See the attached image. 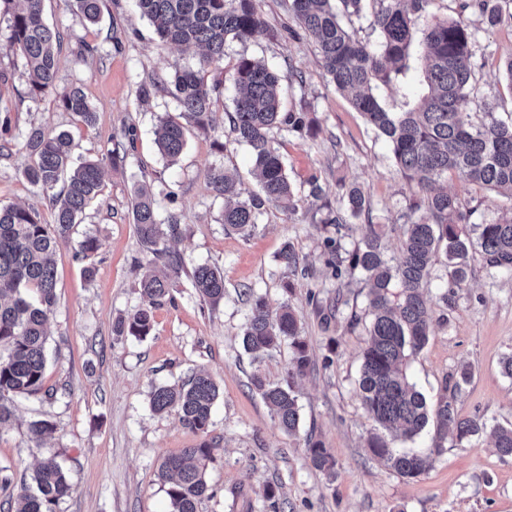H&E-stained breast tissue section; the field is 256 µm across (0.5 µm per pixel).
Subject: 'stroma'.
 <instances>
[{"label":"stroma","mask_w":512,"mask_h":512,"mask_svg":"<svg viewBox=\"0 0 512 512\" xmlns=\"http://www.w3.org/2000/svg\"><path fill=\"white\" fill-rule=\"evenodd\" d=\"M463 3L433 0L430 11L439 19L463 17L474 34L464 107L473 112L490 103L499 115L512 114V83L504 74L512 57V0H495L500 16L494 23ZM290 4L256 0L264 29L247 42L230 43L223 62L204 71L207 82L223 83L214 106L217 129L190 130L173 166L158 154L152 130L158 116L175 112L176 104L168 95L141 102L138 88L197 67V50L160 40L134 0H103L96 25L82 20L73 0H44L45 17L63 38L58 85L82 88L96 112L94 124L87 125L63 111L56 95L28 97L23 62L8 51V31L0 25V107L8 109L13 128L0 137V206L19 205L37 211L44 222L52 220L48 198L23 175L30 158L18 133L30 125L69 132L82 158L101 159L118 146L127 150L125 163L107 167L98 198L54 256L58 304L49 317L44 386L55 396L15 397L14 419L0 429V465L12 474L11 484L0 486V503L15 499L41 458L53 455L72 484L57 512H169L160 462L206 443L212 449L205 470L209 491L198 512H512V457L497 453L490 433L491 426L512 423V378L500 368L502 357L512 352V273L490 270L481 252L471 253L469 280L451 294L446 260L437 257L426 297L439 322L424 348L410 357L407 373L433 399L445 383L456 381L461 366H470L471 379L457 390L456 407L460 417H480L487 431L449 443L416 478L396 474L365 446L374 423L357 379L370 323L368 288L360 275L332 276L324 241L336 237L345 254L359 243L362 225L378 224L388 258H397L399 226L419 192L349 96L329 82L314 40L300 28ZM114 35L120 46L111 44ZM84 41L100 45V55L78 58ZM421 41V32H414L406 70L375 86L388 111L411 109L425 90ZM243 55L265 59L287 77L282 109L304 113L306 121L302 132L272 133L295 207H267L248 237L224 227V201L207 180L210 169L223 168L249 190L259 189L251 156L236 142L225 116L234 96L229 77ZM143 182L151 186L160 216L174 212L180 218L181 233L168 247L182 256L184 270L155 310L151 334L139 340L115 335L112 328L143 303L140 267L151 255L131 213L133 191ZM315 183L323 190L319 201L310 195ZM352 185L364 192L369 212L341 231L320 224L319 203L343 208L342 194ZM442 185L471 211V223L512 215V200L482 185H464L452 176ZM88 232L98 236L100 247L83 262L75 252ZM287 243L299 256L301 273L284 271L275 261ZM199 264L224 272L219 306L203 301L192 286L189 272ZM248 287L264 295L271 310L289 303L309 344L311 368L295 380L301 422L293 434L280 428L250 384L257 371L271 382L287 379L293 352L284 342L256 363L244 351L249 307L241 292ZM200 370L219 388L204 434L184 427L176 414L150 408L154 386ZM39 419L55 427L41 444L29 432ZM310 438L335 459L333 475L313 466ZM269 484L277 489L271 501L263 496Z\"/></svg>","instance_id":"obj_1"}]
</instances>
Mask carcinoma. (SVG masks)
Wrapping results in <instances>:
<instances>
[{"mask_svg": "<svg viewBox=\"0 0 512 512\" xmlns=\"http://www.w3.org/2000/svg\"><path fill=\"white\" fill-rule=\"evenodd\" d=\"M373 9L377 40L362 43L341 24L339 14L357 15L364 2ZM140 14L153 25L160 39L176 46L199 47L200 69L177 71L139 89L147 100L152 92L167 90L176 103V113L159 117L154 142L169 165L178 162L186 145V132L196 127L215 129L213 107L222 84L209 85L201 70L224 60L228 43L246 42L265 27L255 0H134ZM432 0H292L291 10L304 32L313 36L329 81L340 91L352 93V104L390 147L404 177L422 192L411 207L407 223L400 225L399 258L386 257L383 231L376 224L364 225L360 244L343 258L337 239L325 240L327 265L332 275L360 273L370 284L368 309L371 322L358 388L362 403L378 432L368 439L370 452L385 465L407 478H416L430 468L428 456L412 449L392 446L383 432H401L412 439L435 422L432 449L443 453L448 437L461 442L482 432L478 418L458 415L455 393L443 394L430 403L408 379L409 358L425 346L434 327L433 310L424 299L431 283L432 267L444 252L448 285L461 287L468 278L469 252L473 246L464 227L471 213L461 208L456 193L436 189V183L454 174L464 183L487 186L512 199V122L499 119L490 107L482 112L463 108L469 91L473 34L460 19H435L428 11ZM89 24L98 23L101 0H75ZM9 30L8 48L21 56L28 75L30 97L36 99L56 89L59 32L43 18V0H0V23ZM425 26L423 53L427 62L428 95L408 112H389L373 93V83L401 72L418 25ZM285 76L264 61L242 56L232 74L235 91L233 111L226 113L236 141L248 147L262 193L237 185L236 178L221 168L208 173L212 192L224 198L222 221L248 236L268 206L288 210L294 190L270 133L273 129L299 131L305 127L303 113L280 110ZM61 107L90 124L94 112L80 88L58 95ZM31 164L24 170L30 183L51 192L53 222L43 223L36 213L17 206H0V427L13 418L17 394L43 393L46 325L57 304L56 269L52 255L81 222L87 206L100 192L104 160L85 159L73 164L74 142L66 131L50 132L32 125L19 133ZM347 212L359 216L369 202L357 186L346 189ZM133 224L141 244L155 258L164 260V270H147L140 280L143 304L114 326L118 336L143 339L154 326V309L169 293L173 279L183 269V260L165 247L168 238L180 234V219L170 214L164 220L155 209L153 195L137 187L131 200ZM479 246L487 267L512 273V218L477 225ZM278 263L294 271L299 257L286 244ZM193 288L204 301L217 306L224 300V273L207 264L191 272ZM398 288L395 301L389 290ZM249 315L242 344L257 360L269 355L282 341L293 348L292 368L285 384H272L261 375L251 384L278 419L280 427L298 429L300 407L293 387L295 377L311 365L308 344L301 336L299 320L285 304L272 312L265 297L247 288ZM219 396L214 380L204 372L172 385L153 388L151 409L174 412L194 432L205 433L212 423V409ZM495 448L512 457V424L494 430ZM308 453L318 470L334 472L335 461L319 441L308 442ZM211 448L203 443L186 448L160 463L167 478L170 512H198L207 495L205 461ZM72 490L69 476L49 456L31 476V485L21 486L15 512H56Z\"/></svg>", "mask_w": 512, "mask_h": 512, "instance_id": "cac0c4a2", "label": "carcinoma"}]
</instances>
